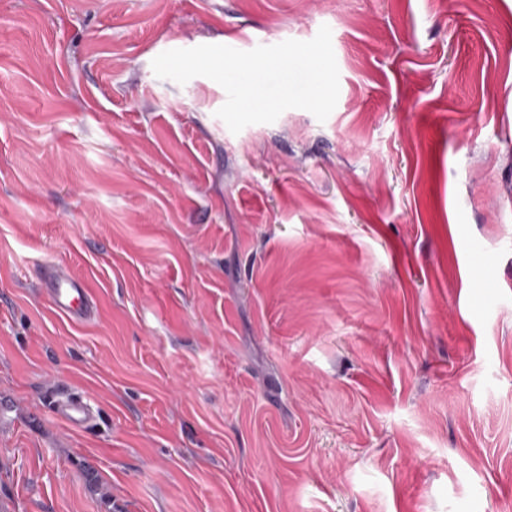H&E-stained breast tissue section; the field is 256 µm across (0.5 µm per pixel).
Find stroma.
I'll return each mask as SVG.
<instances>
[{
    "label": "stroma",
    "instance_id": "stroma-1",
    "mask_svg": "<svg viewBox=\"0 0 512 512\" xmlns=\"http://www.w3.org/2000/svg\"><path fill=\"white\" fill-rule=\"evenodd\" d=\"M324 25L323 122L234 134L151 66ZM511 30L512 0H0V502L512 512ZM39 291L58 314L70 320H86L94 312L95 302L87 284L59 264L40 266ZM49 406L50 417L70 427L82 429L89 426L98 414L82 391L61 389L53 394Z\"/></svg>",
    "mask_w": 512,
    "mask_h": 512
}]
</instances>
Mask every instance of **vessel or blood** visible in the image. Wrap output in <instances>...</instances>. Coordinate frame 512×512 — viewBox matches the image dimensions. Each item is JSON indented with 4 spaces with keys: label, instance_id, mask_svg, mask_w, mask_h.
<instances>
[{
    "label": "vessel or blood",
    "instance_id": "1",
    "mask_svg": "<svg viewBox=\"0 0 512 512\" xmlns=\"http://www.w3.org/2000/svg\"><path fill=\"white\" fill-rule=\"evenodd\" d=\"M39 291L58 314L71 320L91 317L95 302L87 284L74 277L66 268L55 263H43L39 271ZM51 418L70 427L89 426L98 414L83 392L60 390L55 392L49 406Z\"/></svg>",
    "mask_w": 512,
    "mask_h": 512
}]
</instances>
